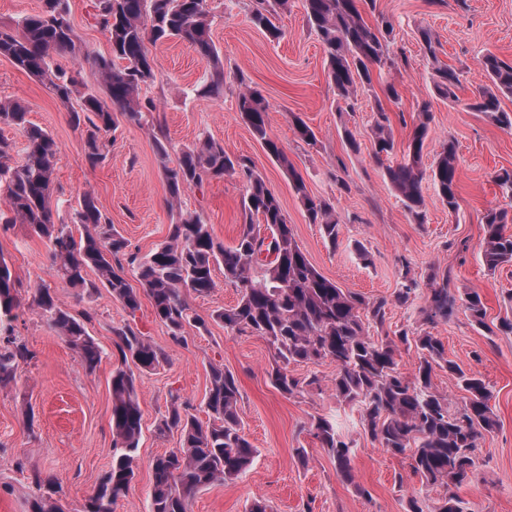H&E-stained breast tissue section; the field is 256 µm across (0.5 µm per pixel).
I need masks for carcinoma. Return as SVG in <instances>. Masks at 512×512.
Segmentation results:
<instances>
[{
    "mask_svg": "<svg viewBox=\"0 0 512 512\" xmlns=\"http://www.w3.org/2000/svg\"><path fill=\"white\" fill-rule=\"evenodd\" d=\"M287 8L288 0H255L251 22L277 39L281 30L276 16ZM304 10L306 26L323 47L329 84L348 108H353L359 94L372 90L374 71L398 69L399 56L392 49V19L380 13L370 25L363 17L367 10L376 12L377 0H304ZM95 11L96 22L110 45L107 56L80 55V36L71 22L68 0H42L40 11L19 21L17 30H0V56L10 59L69 107L75 127L87 126L84 153L93 166L105 157V136L117 126V116L139 123L145 113L157 111L156 101L143 94L156 80L148 45L170 39L186 43L210 65L197 95L213 98L224 90V65L211 36L208 0H96ZM418 43L434 65L435 92L456 100L463 72L441 63V44L430 29H418ZM63 54L90 63L107 88L109 100L80 94V70L68 72L53 66V57ZM480 65L488 84L466 108L512 130V113L501 107V98L512 97V60L488 51ZM238 82L241 119L288 174L309 223L319 225L323 237L336 244L341 227L335 207L309 193L287 153L268 134L264 97L243 78ZM76 98L79 102L75 104ZM416 112L401 158L384 167V177L411 219L421 224L426 178L448 211H458V151L454 140L445 141L431 164L424 165L433 116L426 101L417 105ZM0 124L21 130L26 141L22 161L13 163V144L0 138V194L7 203L6 210H0V223L25 224L46 240L51 266L68 286L91 292L100 284L131 314L140 308L143 292L156 319L174 340L182 341L185 325L206 326L205 319L190 314L185 294L209 295L216 288L213 271L223 267L224 283L239 288L240 297L234 305L214 310L210 318L237 334L261 336L269 342L278 361L270 372L273 387L289 396L301 394L316 379L294 377L289 365L334 363L336 398L357 409L371 441L393 456L409 457L424 487L444 488L435 506L427 504L424 497L410 496L406 512H467L457 489L475 477L478 440L498 427L490 405L492 392L479 375L448 359L444 343L429 331L414 337L404 331L396 341H376L369 336L370 327H384L389 300L344 290L309 262L295 241L279 198L253 170L250 159L233 158L222 144L204 136L181 150L177 164L171 167L166 138L154 136L170 203L180 202L188 189L206 179L238 174L245 183V220L234 244L226 246L216 240L200 213L180 210L167 239L154 251L138 256L128 251V241L112 228L89 194L80 200L73 221L97 225L99 233L76 238L68 225L55 223L53 174L59 148L54 138L28 120V109L19 100L0 102ZM371 131L374 157L382 162L394 155L390 118L380 104ZM481 224L483 264L493 272L512 267V209L489 208ZM256 225L268 231V245L252 236ZM90 270L98 282L87 279ZM129 274L142 291L131 286ZM424 279L428 286L422 309L426 323L447 322L462 308L475 325L485 326L486 309L477 291L457 296L449 288L450 272L438 267L430 268ZM417 286L414 278L406 281L394 293V302L401 306L412 303ZM34 304L76 351L82 367L94 372L102 351L88 332L89 316H74L44 284L35 288ZM18 307L11 270L0 259L1 387L16 382L19 366L34 359V352L14 334L12 321ZM113 334L118 365L111 378L112 465L82 512H112V506L127 495L142 435L139 374L153 371L165 361L163 352L131 326L116 328ZM411 344L417 349L418 365L410 380L399 371L397 357L400 346ZM437 367L448 370L457 388L466 392L461 405H452L435 388L432 373ZM205 408L209 420L202 423L174 401L159 422L158 434L178 432L180 447L152 462L150 512H188L189 500L200 489L235 479L251 465L255 449L241 426L239 388L233 374L221 365L210 366ZM310 432L335 459L336 473L354 484L352 439L336 421L325 417L312 421ZM56 494L54 486H44L31 512H61Z\"/></svg>",
    "mask_w": 512,
    "mask_h": 512,
    "instance_id": "obj_1",
    "label": "carcinoma"
}]
</instances>
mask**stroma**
Instances as JSON below:
<instances>
[{
	"label": "stroma",
	"instance_id": "stroma-1",
	"mask_svg": "<svg viewBox=\"0 0 512 512\" xmlns=\"http://www.w3.org/2000/svg\"><path fill=\"white\" fill-rule=\"evenodd\" d=\"M279 15L284 35L270 40L250 21L251 0H209L212 37L224 62V91L213 99L196 89L209 66L185 43L168 40L151 46L157 79L146 90L158 110L135 124L119 120L105 158L90 165L85 158L84 128L72 125L69 112L45 87L0 57V101L20 99L29 120L49 132L60 150L55 170L54 204L61 222L84 194H91L130 252L145 255L166 240L175 218L165 191L162 166L152 138L162 127L169 160L201 136L220 142L233 156L250 159L254 170L279 197L295 240L313 266L341 288L369 298L392 297L405 272L425 275L430 267L451 272L456 293L473 289L486 307L484 326L472 325L465 312L447 323L426 326L421 309L426 287H419L412 306L391 305L383 335L431 329L444 343L449 359L479 373L493 392L491 405L499 426L485 435L477 450L475 478L459 496L468 512H512V335H492L491 326L512 310V268L495 272L484 266L479 244L481 218L491 207H510L494 182L500 168H512V131L477 112L465 110L487 82L480 65L485 51L512 59V0H378L381 13L395 27L397 47L407 57L404 69L374 77V90L359 95L346 111L328 82L325 54L317 36L304 24L303 0H289ZM71 21L89 54H106L109 44L97 26L92 0H68ZM432 30L442 45L440 60L461 69L457 101L433 91V69L417 43L418 28ZM257 89L268 104V133L286 151L308 191L333 203L341 233L329 244L318 225L309 223L292 184L264 145L253 137L237 111L239 81ZM395 83L399 102L388 101L384 88ZM429 101L432 138L425 153L434 156L446 139L458 146L460 208L449 213L431 182H424L426 219L417 224L383 176L373 157L370 123L376 103H384L396 143H406L416 107ZM301 117L315 132L316 144L301 141L293 125ZM360 144L353 152L347 136ZM245 192L239 176L204 181L188 190L182 207L200 213L215 238L232 244L243 222ZM0 257L10 267L20 306L12 322L17 338L35 357L18 371L17 381L0 388V512H30L38 485L52 482L64 512H81L112 464V370L117 363L113 328L131 325L165 355V362L141 379L142 438L135 477L113 512H148L152 462L179 446L178 433L157 435L156 426L172 400L207 421L203 399L210 365L224 366L238 384L244 432L256 450L252 465L239 477L201 489L190 512H248L262 498L272 512H405L411 495L422 491L406 457H394L364 432L357 411L343 409L328 361L291 365L298 378L317 377L304 394L291 397L276 390L269 373L275 353L259 336L225 330L212 321L213 310L230 306L238 288L216 282L209 296L188 295L192 311L206 317L205 327L187 325L184 341L172 339L142 299L135 313L113 300L105 288L90 294L67 287L48 259V246L26 225L0 228ZM51 287L74 315L89 314V333L103 351L94 373H87L73 349L32 305L36 285ZM334 417L356 446L354 482L342 480L333 458L309 432L318 417Z\"/></svg>",
	"mask_w": 512,
	"mask_h": 512
}]
</instances>
